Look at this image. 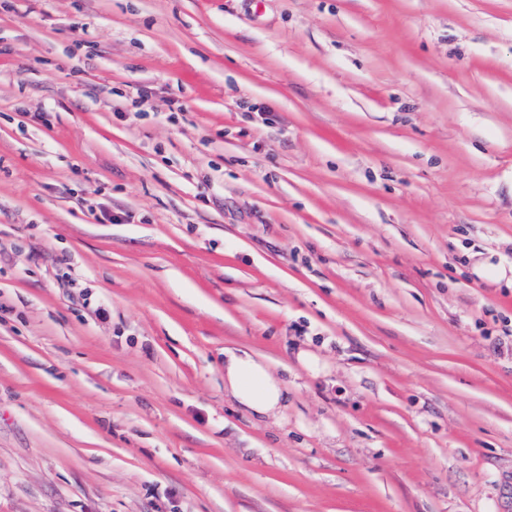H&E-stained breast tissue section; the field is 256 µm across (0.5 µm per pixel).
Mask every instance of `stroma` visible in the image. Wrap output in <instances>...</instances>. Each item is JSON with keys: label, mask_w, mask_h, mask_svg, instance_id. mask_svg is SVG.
Wrapping results in <instances>:
<instances>
[{"label": "stroma", "mask_w": 512, "mask_h": 512, "mask_svg": "<svg viewBox=\"0 0 512 512\" xmlns=\"http://www.w3.org/2000/svg\"><path fill=\"white\" fill-rule=\"evenodd\" d=\"M511 269L512 0H0V512H512ZM260 419H277L287 406L288 388L265 362L244 350L224 351V393Z\"/></svg>", "instance_id": "1"}]
</instances>
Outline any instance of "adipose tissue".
I'll use <instances>...</instances> for the list:
<instances>
[{
	"instance_id": "obj_1",
	"label": "adipose tissue",
	"mask_w": 512,
	"mask_h": 512,
	"mask_svg": "<svg viewBox=\"0 0 512 512\" xmlns=\"http://www.w3.org/2000/svg\"><path fill=\"white\" fill-rule=\"evenodd\" d=\"M224 390L239 407L261 419L279 418L287 406L286 384L272 376L261 356L244 350L225 351Z\"/></svg>"
}]
</instances>
